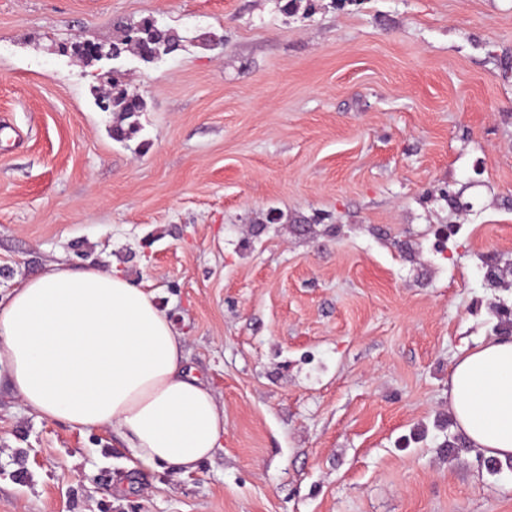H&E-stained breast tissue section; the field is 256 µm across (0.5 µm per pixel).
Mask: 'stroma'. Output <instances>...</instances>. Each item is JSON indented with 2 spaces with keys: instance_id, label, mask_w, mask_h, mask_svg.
Returning <instances> with one entry per match:
<instances>
[{
  "instance_id": "stroma-1",
  "label": "stroma",
  "mask_w": 512,
  "mask_h": 512,
  "mask_svg": "<svg viewBox=\"0 0 512 512\" xmlns=\"http://www.w3.org/2000/svg\"><path fill=\"white\" fill-rule=\"evenodd\" d=\"M0 0V297L120 264L187 337L224 446L130 467L0 393V512H512L448 452L455 357L512 289V0ZM139 130L112 135L110 47ZM469 208H449V195ZM409 243L419 262L399 246ZM178 47L177 35L168 30L159 29L154 21L146 19L137 26L129 27L121 42L113 43L112 48L107 52L101 51V57L118 59L123 52L132 51L143 62L152 63L155 62L156 51L169 49L171 54Z\"/></svg>"
}]
</instances>
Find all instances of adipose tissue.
Masks as SVG:
<instances>
[{"label":"adipose tissue","mask_w":512,"mask_h":512,"mask_svg":"<svg viewBox=\"0 0 512 512\" xmlns=\"http://www.w3.org/2000/svg\"><path fill=\"white\" fill-rule=\"evenodd\" d=\"M185 343L120 265L58 263L0 300V390L44 419L112 429L133 467L190 475L224 445V403L185 370ZM448 408L470 447L512 461V337L455 359Z\"/></svg>","instance_id":"1"}]
</instances>
